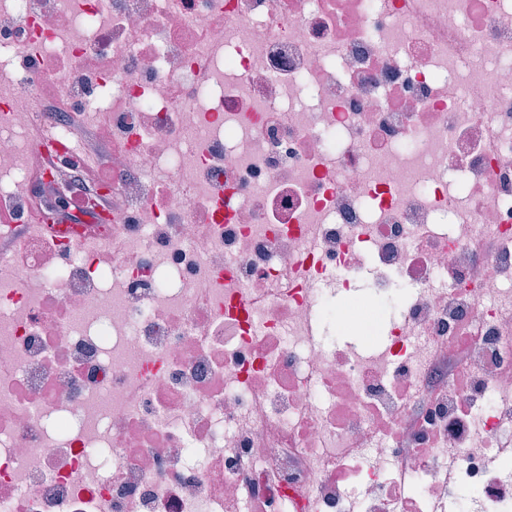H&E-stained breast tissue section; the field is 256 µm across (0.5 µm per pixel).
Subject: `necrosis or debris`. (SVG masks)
Masks as SVG:
<instances>
[{
    "mask_svg": "<svg viewBox=\"0 0 512 512\" xmlns=\"http://www.w3.org/2000/svg\"><path fill=\"white\" fill-rule=\"evenodd\" d=\"M1 212L0 512H512V0H0Z\"/></svg>",
    "mask_w": 512,
    "mask_h": 512,
    "instance_id": "necrosis-or-debris-1",
    "label": "necrosis or debris"
}]
</instances>
